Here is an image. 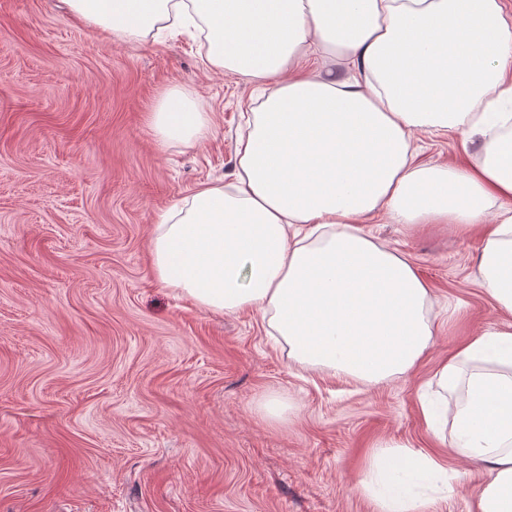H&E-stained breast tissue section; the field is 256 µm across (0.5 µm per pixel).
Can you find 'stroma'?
<instances>
[{
	"label": "stroma",
	"mask_w": 512,
	"mask_h": 512,
	"mask_svg": "<svg viewBox=\"0 0 512 512\" xmlns=\"http://www.w3.org/2000/svg\"><path fill=\"white\" fill-rule=\"evenodd\" d=\"M177 87L213 116L192 146L149 114ZM255 84L213 71L202 39L128 43L60 0H0V512H374L358 488L377 445L439 450L463 471L427 512H469L488 468L419 416L438 364L512 324L454 224L363 225L432 293L434 336L405 377L367 387L305 368L260 310L214 313L158 281L162 215L235 178ZM461 134L417 133L416 162L472 165ZM288 405L269 419L267 397Z\"/></svg>",
	"instance_id": "1"
}]
</instances>
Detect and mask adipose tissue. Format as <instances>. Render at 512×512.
I'll return each mask as SVG.
<instances>
[{
	"label": "adipose tissue",
	"instance_id": "ef3b65f1",
	"mask_svg": "<svg viewBox=\"0 0 512 512\" xmlns=\"http://www.w3.org/2000/svg\"><path fill=\"white\" fill-rule=\"evenodd\" d=\"M82 23L125 42L152 30L206 32L207 62L268 86L236 143L230 184H203L166 213L157 278L200 308L260 309L296 363L376 385L429 347L432 296L413 266L361 226L480 230L483 287L512 314V6L507 0H64ZM320 66L305 69L312 46ZM340 60L341 70L331 67ZM150 123L191 146L210 113L168 90ZM463 132L482 163H416L413 132ZM505 210L490 216L495 205ZM427 430L493 474L470 512H512V330L493 328L437 368ZM436 454L378 446L361 490L377 512H425L447 492Z\"/></svg>",
	"mask_w": 512,
	"mask_h": 512
}]
</instances>
